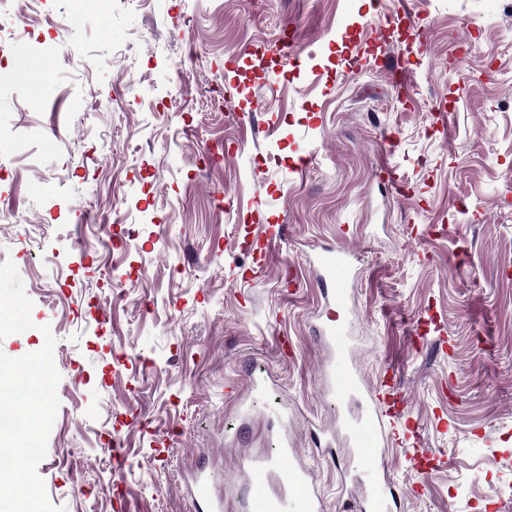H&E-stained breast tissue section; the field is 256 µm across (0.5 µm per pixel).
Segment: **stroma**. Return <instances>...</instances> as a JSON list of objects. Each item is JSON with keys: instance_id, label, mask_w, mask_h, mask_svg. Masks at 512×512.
<instances>
[{"instance_id": "obj_1", "label": "stroma", "mask_w": 512, "mask_h": 512, "mask_svg": "<svg viewBox=\"0 0 512 512\" xmlns=\"http://www.w3.org/2000/svg\"><path fill=\"white\" fill-rule=\"evenodd\" d=\"M27 24L42 45L0 43V316L28 326L0 319V397L46 406L0 435L40 448L9 473L27 512H195L199 470L244 512L280 436L343 512L327 373L352 364L393 371L418 431L375 463L401 512H512V0H45ZM326 243L355 257L349 363L315 333Z\"/></svg>"}]
</instances>
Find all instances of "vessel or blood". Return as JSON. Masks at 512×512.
<instances>
[{
    "label": "vessel or blood",
    "instance_id": "obj_1",
    "mask_svg": "<svg viewBox=\"0 0 512 512\" xmlns=\"http://www.w3.org/2000/svg\"><path fill=\"white\" fill-rule=\"evenodd\" d=\"M315 261L328 298L326 320L319 333L326 336L330 346L348 349L349 331L340 320V312L346 306V286L352 267L350 256L344 249L327 246L317 252ZM338 386L351 398L364 403L362 411L346 423L345 430L357 449L360 465L370 466L381 450L391 420H400L404 425L409 422L402 408V396L386 379L381 381L378 389L365 390L363 381L354 371L343 373ZM294 457V449L283 447L277 459L253 464L248 512H323L322 501L309 472L294 464ZM192 494L199 512H220L205 478L195 479ZM394 498L393 488L384 475L379 474L369 483L359 484L351 512H392Z\"/></svg>",
    "mask_w": 512,
    "mask_h": 512
}]
</instances>
